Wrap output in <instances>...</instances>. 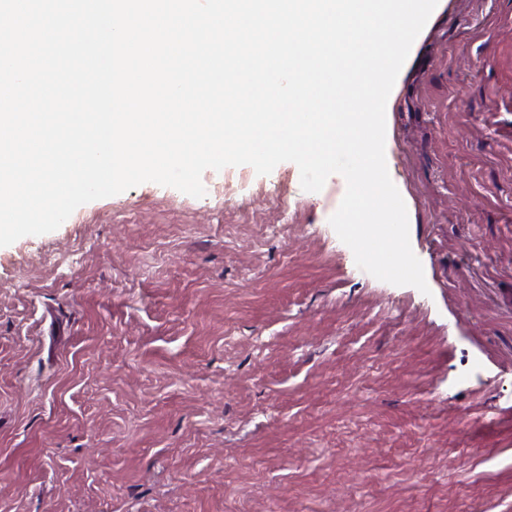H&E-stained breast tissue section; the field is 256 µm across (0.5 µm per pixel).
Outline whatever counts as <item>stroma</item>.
<instances>
[{"instance_id": "1", "label": "stroma", "mask_w": 512, "mask_h": 512, "mask_svg": "<svg viewBox=\"0 0 512 512\" xmlns=\"http://www.w3.org/2000/svg\"><path fill=\"white\" fill-rule=\"evenodd\" d=\"M396 85L428 292L291 162L0 247V512H512V0H441Z\"/></svg>"}]
</instances>
